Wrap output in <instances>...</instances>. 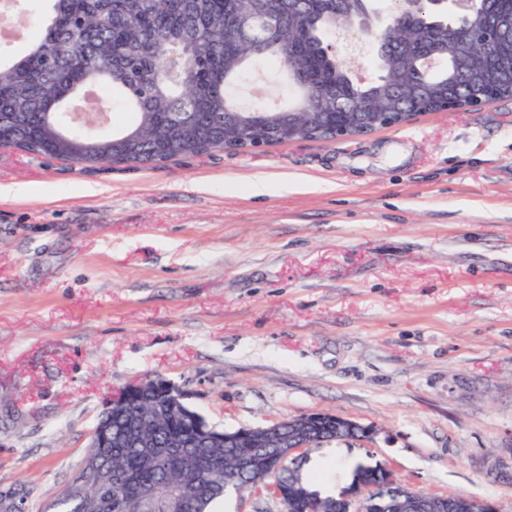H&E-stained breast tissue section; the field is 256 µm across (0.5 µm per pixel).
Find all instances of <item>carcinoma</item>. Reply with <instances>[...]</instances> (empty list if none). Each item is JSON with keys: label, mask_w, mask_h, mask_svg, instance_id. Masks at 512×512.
I'll list each match as a JSON object with an SVG mask.
<instances>
[{"label": "carcinoma", "mask_w": 512, "mask_h": 512, "mask_svg": "<svg viewBox=\"0 0 512 512\" xmlns=\"http://www.w3.org/2000/svg\"><path fill=\"white\" fill-rule=\"evenodd\" d=\"M42 35L22 51L0 38V146L33 157L82 164L148 165L225 149L252 135L270 144L330 141L333 115L378 127L371 112H438L459 95L487 102L512 97V35L478 36L512 19V0L438 20L432 11L392 31L378 48L380 75L361 84L336 64L324 43L349 10L344 0H49ZM445 58L425 70L419 57ZM279 63L293 101L243 107L238 91L249 67ZM108 91L135 114L107 138L75 128L71 103ZM143 398L101 403L83 466L62 486L49 512H212L228 495L267 484L278 473L286 512H347L341 496L286 457L272 441L224 447V431L182 405L154 379ZM309 436L323 448L362 439L338 431L326 415ZM350 479L380 485L381 465L356 464ZM11 512H27L33 488L12 484ZM367 512H401L379 497Z\"/></svg>", "instance_id": "1"}]
</instances>
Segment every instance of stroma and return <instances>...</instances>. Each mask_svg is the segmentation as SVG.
Listing matches in <instances>:
<instances>
[{
	"instance_id": "1",
	"label": "stroma",
	"mask_w": 512,
	"mask_h": 512,
	"mask_svg": "<svg viewBox=\"0 0 512 512\" xmlns=\"http://www.w3.org/2000/svg\"><path fill=\"white\" fill-rule=\"evenodd\" d=\"M353 76L375 47L334 41ZM255 66L249 103H284ZM271 179L266 195L250 186ZM0 486L46 512L113 389L161 376L220 429L331 412L373 446L310 452L512 512V98L349 141L150 166L0 148Z\"/></svg>"
}]
</instances>
